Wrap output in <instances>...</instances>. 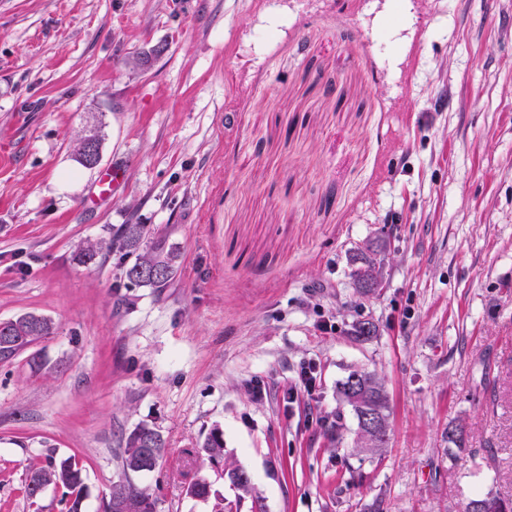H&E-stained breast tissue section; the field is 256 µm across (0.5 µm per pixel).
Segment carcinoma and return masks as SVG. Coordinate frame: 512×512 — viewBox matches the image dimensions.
I'll return each mask as SVG.
<instances>
[{"instance_id": "1", "label": "carcinoma", "mask_w": 512, "mask_h": 512, "mask_svg": "<svg viewBox=\"0 0 512 512\" xmlns=\"http://www.w3.org/2000/svg\"><path fill=\"white\" fill-rule=\"evenodd\" d=\"M117 248L123 252L129 263L125 268L126 279L140 286L150 288H165L175 278L177 272L174 252L165 249L162 243L154 242L150 245L143 241V226L140 224H125L117 236ZM161 257L166 269L162 277L142 278L135 274L136 268L144 262L155 257ZM358 267L353 271L355 286L361 288L366 281V268L371 265L373 258L363 253L354 256ZM12 331L10 336L0 335V355L11 356L22 350L42 336H47L52 330V321L42 315L25 313L5 322ZM359 376V390L350 386V380ZM339 393L354 411L370 409L390 418V404L381 378L373 372L353 370L340 384ZM150 437L156 450L155 459H160L166 452V443L162 434L153 427L140 425L126 437L125 447L122 448L120 459L123 470L131 473H147L155 469L156 464H142L145 455V438ZM201 452L214 461L224 454V440L222 435L214 431L201 445ZM245 471L232 468L225 472L231 485L244 495L252 494V486L243 482ZM53 485L63 489L62 502L65 503L66 512H81L84 499L85 483L82 476V467L72 457L61 461L48 459L47 464L34 469L28 479L25 492L28 498L35 499L37 494L33 485ZM119 495L139 506V512H156V501L145 489L134 485L130 480L120 481L112 486L109 499L103 502V512H112V499ZM463 512H512V500L485 496L470 499L465 503Z\"/></svg>"}]
</instances>
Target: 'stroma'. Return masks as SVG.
I'll return each mask as SVG.
<instances>
[{
	"label": "stroma",
	"instance_id": "obj_1",
	"mask_svg": "<svg viewBox=\"0 0 512 512\" xmlns=\"http://www.w3.org/2000/svg\"><path fill=\"white\" fill-rule=\"evenodd\" d=\"M384 4L0 0V322L53 323L0 357V512H65L57 487L25 494L50 456L81 461L83 512L125 479L157 512H251L227 468L264 512L512 499V0H413L409 41ZM124 224L177 254L168 287L128 283ZM355 369L389 396L379 455L352 452ZM139 425L167 452L129 476ZM122 179L123 171L120 169H108L102 172L96 181L95 192L87 198V204L94 205L98 200L101 201L110 196ZM373 259L374 258L371 256L365 255L361 252L354 256V262L360 264L357 269L353 271L354 283L357 288L364 290V288L361 287H363V284L366 281V268L369 265L370 267L367 269L369 276L372 277L373 281L377 282L378 285H381L379 266L376 262L372 263ZM151 437L153 448L156 450L154 463L150 461L149 465H142V457L145 455L144 440ZM166 452V443L162 434L153 427L147 425L137 426L126 437L125 447L122 448L120 459L123 470L131 473H147L155 469L157 462Z\"/></svg>",
	"mask_w": 512,
	"mask_h": 512
}]
</instances>
